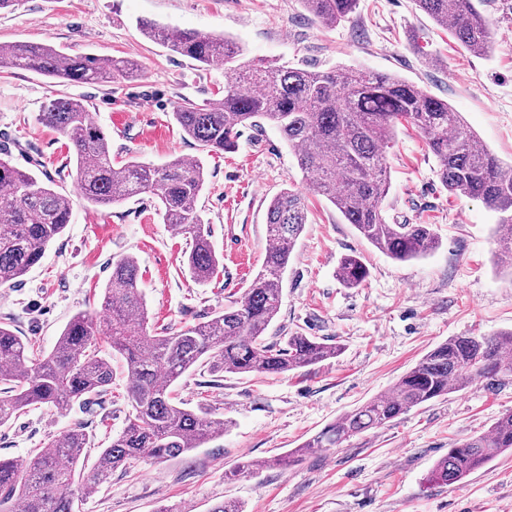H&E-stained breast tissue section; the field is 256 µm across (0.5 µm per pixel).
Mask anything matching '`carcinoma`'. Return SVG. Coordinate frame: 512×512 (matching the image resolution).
<instances>
[{
    "label": "carcinoma",
    "instance_id": "1",
    "mask_svg": "<svg viewBox=\"0 0 512 512\" xmlns=\"http://www.w3.org/2000/svg\"><path fill=\"white\" fill-rule=\"evenodd\" d=\"M321 25L332 27L353 13L358 0H300ZM470 52L485 54L491 29L475 0H416ZM142 35L171 52L209 67L224 65V96L199 105L184 99L172 112L185 137L219 153L238 145L245 127L279 130L303 173L305 191L285 188L267 208L268 241L261 271L239 299L210 320L152 334L140 288L137 259L112 261L101 327L86 313L73 315L52 351L0 322V426L30 406L66 410L106 392L112 355L122 356L131 407L123 430L112 437L92 474L80 462L89 434L80 426L63 430L20 463L0 458V512H74L79 492L106 481L112 471L140 458L164 460L200 447L224 430V420L173 401L172 387L201 367L212 374H284L334 359L340 352L311 336L295 334L269 344L266 332L282 300L288 261L307 224L305 194L326 198L346 223L389 258L405 262L427 256L439 240L430 224H390L383 203L390 188L387 149L398 125L418 130L438 161L449 193L481 200L497 214L500 259L512 268V166L506 167L448 102L404 79L349 66L320 71L261 60H241L231 39L141 20ZM0 67L33 71L59 83H110L137 72L130 58L71 56L51 44L0 43ZM39 120L63 136L74 156L68 175L92 205L122 203L150 193L160 201L166 223L189 238L184 260L199 282L211 280L219 258L198 209L205 189L201 159L174 157L162 165L112 159L108 134L83 101L49 100ZM0 286L14 284L42 259L70 224V198L44 180L0 157ZM340 281L357 287L369 271L356 253L337 265ZM475 379L501 384L512 379V331L496 336H452L400 377L392 391L340 416L303 445L305 452L333 448L350 437L386 425L400 415ZM512 451V411L486 434L448 449L429 480L462 486L468 476L503 452Z\"/></svg>",
    "mask_w": 512,
    "mask_h": 512
}]
</instances>
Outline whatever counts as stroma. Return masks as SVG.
<instances>
[{"label":"stroma","mask_w":512,"mask_h":512,"mask_svg":"<svg viewBox=\"0 0 512 512\" xmlns=\"http://www.w3.org/2000/svg\"><path fill=\"white\" fill-rule=\"evenodd\" d=\"M493 33L490 51L472 55L415 0H359L327 28L299 0H19L0 11V42L48 43L71 55L131 56L139 76L109 83L58 86L34 72L0 68V152L18 167L55 176L69 159L66 140L42 125L50 98L82 97L112 140V155L159 165L202 156L208 174L199 207L221 262L209 282L183 264L187 239L143 194L94 206L72 179L65 235L21 282L0 287V322L50 351L77 312L103 319L102 290L111 262L137 257L149 326L182 328L209 320L242 296L261 269L266 208L302 172L280 133L242 134L235 151L200 155L172 118L182 99L203 103L224 90V69L202 68L144 38L147 18L204 33H222L245 59L328 70L339 65L398 76L448 101L490 151L512 163V0H481ZM392 224H430L440 239L432 254L396 262L359 237L324 197L308 199V222L288 262L279 314L268 341L300 333L339 345L332 360L280 375L220 376L198 370L174 391L186 407L205 408L227 429L178 457L139 459L84 493L76 512H209L224 500L245 512H512V452L497 456L460 487L430 482L449 448L488 432L512 411V382L478 380L413 408L386 425L324 448L288 468L270 459L294 451L341 415L389 392L399 378L453 336L512 329V271L499 263L496 216L481 201L448 194L422 135L398 126L387 156ZM358 252L369 269L359 287L336 276L341 256ZM128 376L112 358V385L90 408L59 412L33 406L0 427V457L26 460L60 431L83 425L92 436L87 465L120 432L128 415ZM245 462L256 474H237Z\"/></svg>","instance_id":"1"}]
</instances>
